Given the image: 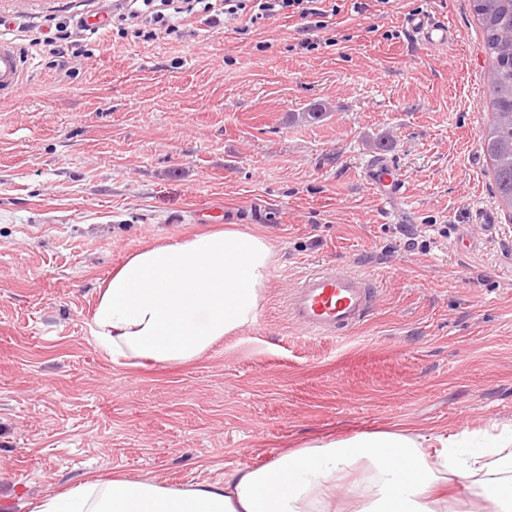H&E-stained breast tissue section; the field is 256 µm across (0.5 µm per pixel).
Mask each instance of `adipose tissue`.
Wrapping results in <instances>:
<instances>
[{
    "label": "adipose tissue",
    "mask_w": 512,
    "mask_h": 512,
    "mask_svg": "<svg viewBox=\"0 0 512 512\" xmlns=\"http://www.w3.org/2000/svg\"><path fill=\"white\" fill-rule=\"evenodd\" d=\"M277 261L246 228L194 234L127 255L97 292L90 331L114 365L199 358L250 327ZM364 431L323 436L269 463L177 488L149 478L88 476L38 500L32 512H334L342 490L357 512H448L434 488L461 484L482 512H512V428L464 450L458 436Z\"/></svg>",
    "instance_id": "ef3b65f1"
}]
</instances>
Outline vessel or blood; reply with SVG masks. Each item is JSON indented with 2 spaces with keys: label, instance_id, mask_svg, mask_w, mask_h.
Wrapping results in <instances>:
<instances>
[{
  "label": "vessel or blood",
  "instance_id": "b4317fda",
  "mask_svg": "<svg viewBox=\"0 0 512 512\" xmlns=\"http://www.w3.org/2000/svg\"><path fill=\"white\" fill-rule=\"evenodd\" d=\"M415 41L429 49L447 47L457 34L432 15L417 13L404 20ZM30 61L19 44L0 32V98L14 97L22 87ZM371 187L384 201L402 194V180L385 156H376L366 167ZM377 298L376 278L335 266L303 276L292 288L289 315L299 326L321 336L357 327L373 309Z\"/></svg>",
  "mask_w": 512,
  "mask_h": 512
}]
</instances>
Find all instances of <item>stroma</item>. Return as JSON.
Returning <instances> with one entry per match:
<instances>
[{"label": "stroma", "instance_id": "obj_1", "mask_svg": "<svg viewBox=\"0 0 512 512\" xmlns=\"http://www.w3.org/2000/svg\"><path fill=\"white\" fill-rule=\"evenodd\" d=\"M365 2L325 0L314 31L282 15L188 19L148 42L76 30L64 72L39 30L113 0H0L34 59L0 100V512L85 474L180 487L326 434L512 425V212L480 145L472 0ZM411 13L458 41L415 43ZM379 141L403 182L391 209L365 178ZM202 205L277 251L255 322L190 363L114 366L88 331L99 285L130 252L199 231ZM328 264L374 274L380 294L353 330L313 336L288 296Z\"/></svg>", "mask_w": 512, "mask_h": 512}]
</instances>
